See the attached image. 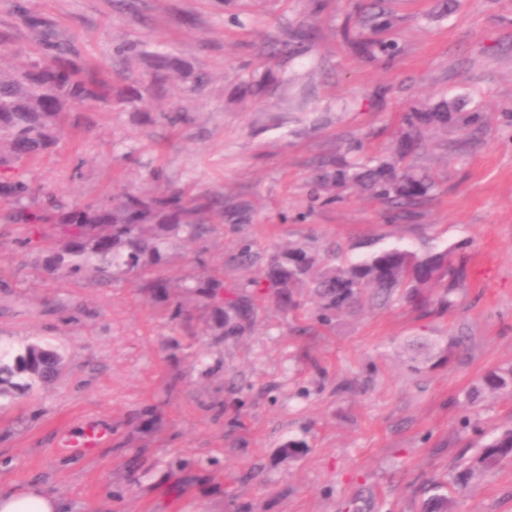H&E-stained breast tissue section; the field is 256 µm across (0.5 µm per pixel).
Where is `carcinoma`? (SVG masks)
<instances>
[{"mask_svg": "<svg viewBox=\"0 0 512 512\" xmlns=\"http://www.w3.org/2000/svg\"><path fill=\"white\" fill-rule=\"evenodd\" d=\"M381 0L360 11L355 23L345 21L342 32L348 42L368 58L389 60L394 46L382 39L362 38L353 31L375 30L390 24L384 10H375ZM153 83L168 79L173 64L163 54L152 59ZM112 84L88 69H80L62 44L49 43L39 63L0 69V171L13 170L24 162L52 149L63 132L64 114L75 104L112 101ZM482 122L480 112H462L456 99H440L422 110L403 114L404 131L396 156L375 158L368 165L339 159L319 170L317 183L323 188L362 186L382 200L395 217L408 219L424 200L438 192V183L427 173L403 164L417 141L427 133L466 131ZM32 186L18 176H0V202L10 206L14 224L60 228L59 247L48 259L51 269L66 267L75 275L91 273L101 281L118 277L143 282L153 293L167 288L155 274L162 263L168 240L179 234L202 237L208 232L203 215L217 209L226 224H246L250 208L246 203L224 205L208 197H188L180 191L164 190L145 195L126 194L118 200L69 205L53 200L44 209L25 204ZM263 278L278 289L280 301L293 303V289L303 285L320 299L319 318L327 323L332 316L360 302L371 304L400 291L420 307L445 308L449 295L466 279L465 265L453 251L418 253L401 247L383 249L347 265L325 264L303 246H290L263 271ZM250 306L227 301L218 309L225 333L238 330ZM61 364L58 352L40 344L22 350L0 352V395L27 391L32 382L54 378ZM490 392L512 390V368L491 370L481 382ZM512 459V429H507L486 445L482 453L465 467L468 475L493 469ZM438 493L424 500L422 512H450L453 484L436 485Z\"/></svg>", "mask_w": 512, "mask_h": 512, "instance_id": "1", "label": "carcinoma"}]
</instances>
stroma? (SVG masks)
<instances>
[{"label":"stroma","instance_id":"obj_1","mask_svg":"<svg viewBox=\"0 0 512 512\" xmlns=\"http://www.w3.org/2000/svg\"><path fill=\"white\" fill-rule=\"evenodd\" d=\"M364 2L0 0V66L42 59L34 16L124 94L67 113L19 168L32 206L168 188L252 205L250 223L214 214L202 238H171L156 294L49 269L56 229L0 220V347L63 358L55 379L0 398L1 490L40 488L68 512H420L430 484L456 479L455 512H512V461L459 467L512 428V393L481 387L512 367V0L447 15L443 0H388L384 63L339 33ZM291 29L314 31L309 48L271 57ZM152 52L181 68L173 83L152 87ZM446 94L486 120L423 139L411 161L441 192L412 219L357 188L316 196L322 160L356 140L360 159L391 153L403 112ZM291 244L335 263L452 247L467 283L438 314L397 294L324 324L309 289L290 310L254 283ZM216 268L253 307L241 333L223 335L190 286ZM89 420L111 430L101 448H60Z\"/></svg>","mask_w":512,"mask_h":512}]
</instances>
